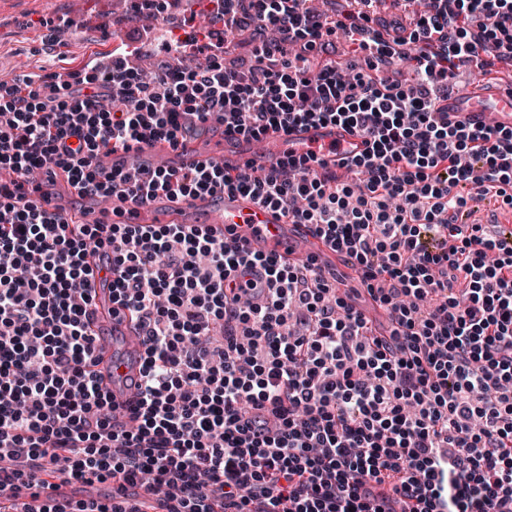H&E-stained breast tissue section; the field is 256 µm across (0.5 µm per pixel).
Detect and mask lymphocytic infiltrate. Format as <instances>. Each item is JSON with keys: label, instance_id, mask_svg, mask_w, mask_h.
<instances>
[{"label": "lymphocytic infiltrate", "instance_id": "lymphocytic-infiltrate-1", "mask_svg": "<svg viewBox=\"0 0 512 512\" xmlns=\"http://www.w3.org/2000/svg\"><path fill=\"white\" fill-rule=\"evenodd\" d=\"M211 3L225 32L253 30L251 60L207 41L202 70L145 71L128 49L0 83V512H512V246L457 221L468 190L512 201V127L446 105L454 69L512 59V0H423L392 38L378 0L331 22L310 0ZM339 31L357 56L313 70ZM405 45L406 87L382 76ZM207 122L252 140L333 123L365 148L332 171L312 152L262 173L99 166ZM58 170L140 205L250 194L347 256L388 325L317 257L285 263L232 229L67 223ZM95 255L145 347L125 424L91 369ZM106 480L103 501L61 491Z\"/></svg>", "mask_w": 512, "mask_h": 512}]
</instances>
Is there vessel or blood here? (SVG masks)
I'll return each mask as SVG.
<instances>
[{"instance_id": "obj_1", "label": "vessel or blood", "mask_w": 512, "mask_h": 512, "mask_svg": "<svg viewBox=\"0 0 512 512\" xmlns=\"http://www.w3.org/2000/svg\"><path fill=\"white\" fill-rule=\"evenodd\" d=\"M489 114L494 116L497 123L512 126V91L503 90L488 95L468 90L448 98L449 118L481 120ZM222 138L225 166L247 165L258 172L268 170L285 151L297 155L312 151L325 165L331 166L340 157L353 155L363 149L361 138L332 124L299 126L286 135L269 133L266 137L268 149L264 152L256 151L252 141L239 134L226 132ZM202 159V154L190 145L175 151L154 145L136 153H111L104 157L103 165L110 170L126 169L133 165L146 168L164 165L178 169ZM206 201L214 207V222L235 227L248 248L260 249L270 245L278 255L288 258L296 253L299 243L313 239L307 228H290L279 212L259 205L249 195L239 192L216 194L207 196ZM193 206L190 200L174 202L161 196L137 207L128 200L116 197L112 200L111 211L88 214L85 221L89 224L120 223L129 211L134 210L138 213L139 223L172 224L177 222L179 211ZM111 285V275L95 276L92 286L96 296L87 309V317L101 352L102 361L98 369L109 384L114 407L122 411L132 403L137 392L135 381L143 347L142 338L135 331L127 310L114 308Z\"/></svg>"}]
</instances>
